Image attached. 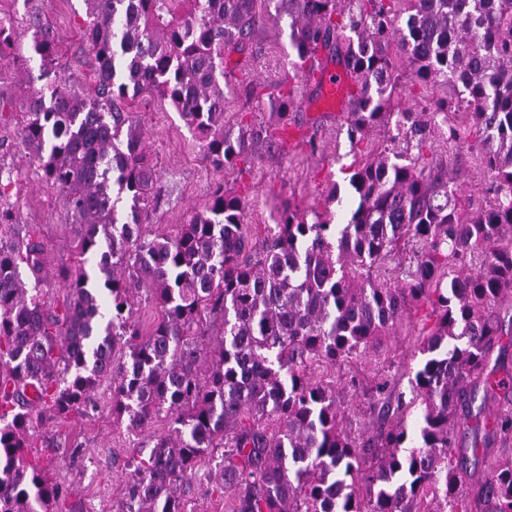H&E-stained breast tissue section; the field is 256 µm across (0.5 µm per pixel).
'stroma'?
Returning <instances> with one entry per match:
<instances>
[{
	"instance_id": "stroma-1",
	"label": "stroma",
	"mask_w": 512,
	"mask_h": 512,
	"mask_svg": "<svg viewBox=\"0 0 512 512\" xmlns=\"http://www.w3.org/2000/svg\"><path fill=\"white\" fill-rule=\"evenodd\" d=\"M39 7L57 30L61 49L59 69L76 85L95 64L94 56L81 37L86 18L84 0H40ZM257 42L265 56L249 69L236 73L237 82L263 81L283 75L288 69V23H269L258 31ZM317 86L298 94L294 118L275 152L254 160L251 166L216 170L203 154L178 112L167 101L141 95L133 106L143 138L159 173L160 196L149 217L153 231L170 233L191 213L204 207L214 184L224 183L249 201L248 222L255 232L275 223L287 205L302 209L330 208L336 218L347 212L350 195L346 170L353 157L343 130L347 107L328 112L314 107ZM19 116L7 108L0 120V166L19 168L25 177L12 200L23 224L38 225L49 245V271L71 263L70 226L62 199L30 167L23 152L9 148ZM450 166L457 176L461 197L482 202L490 186L488 176L475 154L460 146ZM340 186L339 202H329L333 186ZM424 307L416 306L404 317L383 349L367 353L350 368L351 373L372 378L381 373L389 382L388 396L409 393L415 341L423 324ZM55 445L41 454L50 478L68 486L70 495L60 512H115L123 494L126 463L137 439L128 435L126 423L114 419L109 399H102L92 418H71L56 425ZM218 458H205L186 490L189 512H224V500L210 491L208 474Z\"/></svg>"
}]
</instances>
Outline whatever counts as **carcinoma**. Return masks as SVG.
<instances>
[{
  "label": "carcinoma",
  "mask_w": 512,
  "mask_h": 512,
  "mask_svg": "<svg viewBox=\"0 0 512 512\" xmlns=\"http://www.w3.org/2000/svg\"><path fill=\"white\" fill-rule=\"evenodd\" d=\"M22 2V21L0 12V119L27 63L10 50L26 38L45 85L23 96L18 147L64 198L76 261L49 303L46 242L19 223L17 177L0 167V512H57L68 489L29 451L48 423L91 417L106 382L112 414L142 436L116 512H186L181 490L213 454L224 512H512V341L499 307L512 297V0H86L96 66L80 92L58 69L55 28ZM283 18L291 72L243 89L275 110L276 128L248 123L233 138L234 72ZM320 52L352 82L347 222L288 208L260 238L248 200L221 184L176 232L143 230L158 172L133 95L168 101L208 164L234 168L276 146ZM404 80L427 92L417 112L397 93ZM437 131L447 148L474 137L488 205L461 202L448 155L430 145ZM374 132L379 148L364 143ZM141 295L161 313L147 333ZM419 303L434 324L416 340L412 398L362 439L345 416L361 381L335 374ZM478 399L494 407L495 453L460 445L479 428ZM162 419L167 432L152 431ZM470 455L484 466L474 482Z\"/></svg>",
  "instance_id": "carcinoma-1"
}]
</instances>
